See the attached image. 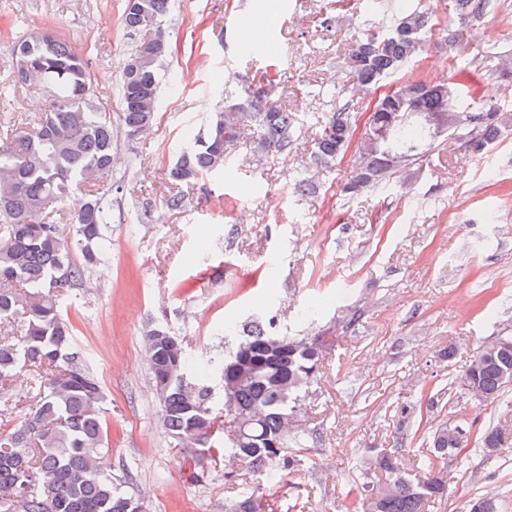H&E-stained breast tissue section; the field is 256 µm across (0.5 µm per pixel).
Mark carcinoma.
Wrapping results in <instances>:
<instances>
[{
	"mask_svg": "<svg viewBox=\"0 0 512 512\" xmlns=\"http://www.w3.org/2000/svg\"><path fill=\"white\" fill-rule=\"evenodd\" d=\"M171 0H127L123 25L131 34L147 28L148 19L169 11ZM488 0H454L462 17H478ZM433 14L422 0H403L388 18L360 38L343 59L358 78L355 96L415 62L434 35ZM15 77L21 84L39 78L52 92L51 109L31 128L0 127V389L17 371L28 372L26 390L4 414L0 435V512H146L145 502L122 489L107 469L108 430L104 426L107 396L73 346V328L63 307L86 275L98 266L108 247L110 213L100 183L112 174L115 134L121 128L136 136L157 115L160 60L137 74L122 68L121 112H112L92 94L87 62L52 32L18 41L12 50ZM262 94L242 87L240 96L213 113L197 133L184 136L183 147L167 168L169 183L188 186L224 172L229 158L255 138L260 152H286L292 144L295 118L275 104L277 76L267 77ZM441 114L451 120L450 135L476 155L497 142L512 126V114L439 84L407 81L384 93L373 105L369 128L352 143L356 121L346 105L336 107L315 141L311 163L294 189H314L316 176L328 171L354 148V165L344 192L368 193L386 184L392 172L405 174L442 130L424 117ZM75 226L64 237L59 221ZM275 333L255 325L219 369L234 358L248 365L247 376L229 400L199 381L209 366L194 367L183 339L159 323L145 336V356L162 408L168 435L192 449L193 476L224 466V479L244 469L250 480L236 483L232 512H275L271 484L304 463L289 447V424L300 414L308 390L321 368L315 338L288 337L282 349H271ZM494 351L475 354L464 372L466 385L494 401L512 383V336L496 340ZM159 362L168 366L155 369ZM253 410L257 422L249 438L237 442L228 416L232 409ZM466 422L442 424L429 435L430 453L414 471L399 456L383 451L370 460L382 480L362 487V512H424L430 500L446 495L441 472L468 441ZM486 462H496L512 447V431L487 428L480 438Z\"/></svg>",
	"mask_w": 512,
	"mask_h": 512,
	"instance_id": "1",
	"label": "carcinoma"
}]
</instances>
